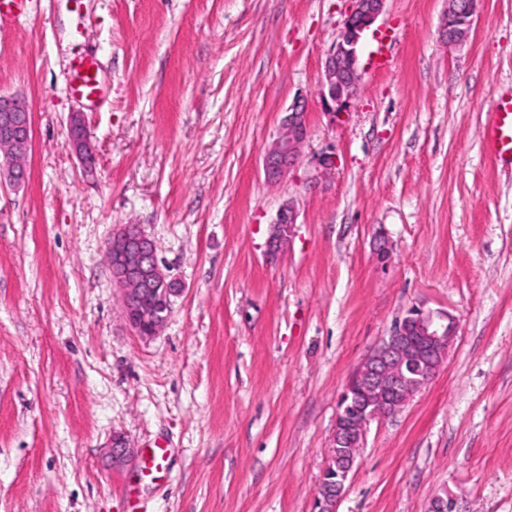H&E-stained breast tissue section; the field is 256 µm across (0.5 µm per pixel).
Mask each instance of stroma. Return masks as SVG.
Wrapping results in <instances>:
<instances>
[{"instance_id": "obj_1", "label": "stroma", "mask_w": 512, "mask_h": 512, "mask_svg": "<svg viewBox=\"0 0 512 512\" xmlns=\"http://www.w3.org/2000/svg\"><path fill=\"white\" fill-rule=\"evenodd\" d=\"M349 5L30 0L0 33V93L33 122L28 180L0 185V512H312L337 397L414 305L453 315L456 339L372 422L337 512H425L443 487L467 512H512V165L481 143L512 97V0H479L458 46L439 34L447 0H385L334 121L319 82ZM82 48L102 66L93 104L66 77ZM299 96L301 161L268 182L264 151ZM324 152L338 166L311 184ZM288 201L298 222L272 259ZM122 224L184 286L151 338L105 262ZM116 432L135 450L122 467ZM158 440L171 453L152 478ZM68 136L72 148L81 158H87L92 155L83 116L80 112L71 113L68 125ZM298 212L296 206L288 201L278 210L273 221L272 232L268 240V253L277 256L287 245L294 224H297Z\"/></svg>"}]
</instances>
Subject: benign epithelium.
<instances>
[{
	"label": "benign epithelium",
	"instance_id": "obj_1",
	"mask_svg": "<svg viewBox=\"0 0 512 512\" xmlns=\"http://www.w3.org/2000/svg\"><path fill=\"white\" fill-rule=\"evenodd\" d=\"M350 2L351 8L327 55L319 84L322 110L333 119L348 113L360 80L362 42L384 4V0ZM476 12L477 0H448L440 27L441 39L454 46L465 41ZM31 133L32 117L25 100L1 94L0 152L8 159V165L0 169V181L14 186L26 181L27 168L22 157L29 150ZM68 136L76 154L82 158L92 155L81 113H71ZM307 136L306 103L297 99L285 112L277 137L265 150L263 167L268 181L281 180L297 165ZM314 167L317 178L326 177L337 167L336 154H320ZM297 219L292 202L279 208L268 240L270 256L283 251ZM105 261L114 285L121 291L130 326L142 336L157 335L172 311V298L182 288L160 267L154 240L140 227L123 224L108 242ZM455 332L456 321L450 314L413 306L354 370L338 400L332 446L321 473L313 512H336L371 422L400 412L432 381L447 359ZM109 454L117 467L133 458V450L119 434L112 436ZM426 512L466 510L463 499L445 487L430 499Z\"/></svg>",
	"mask_w": 512,
	"mask_h": 512
}]
</instances>
